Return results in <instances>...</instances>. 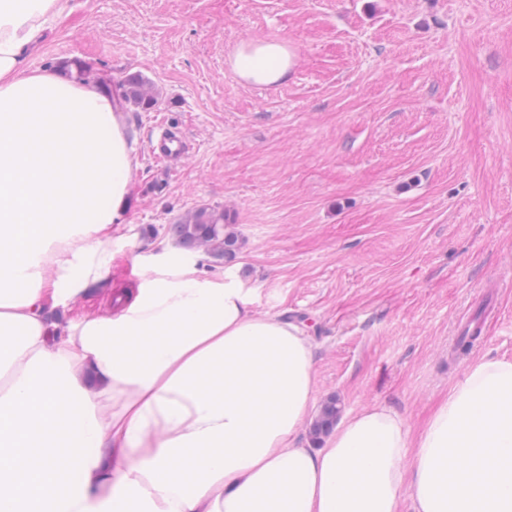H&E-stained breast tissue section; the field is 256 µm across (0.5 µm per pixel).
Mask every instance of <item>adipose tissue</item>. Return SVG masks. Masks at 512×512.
Here are the masks:
<instances>
[{
	"instance_id": "ef3b65f1",
	"label": "adipose tissue",
	"mask_w": 512,
	"mask_h": 512,
	"mask_svg": "<svg viewBox=\"0 0 512 512\" xmlns=\"http://www.w3.org/2000/svg\"><path fill=\"white\" fill-rule=\"evenodd\" d=\"M67 0H0V512H512V360L470 365L418 431L376 405L302 436L306 330L166 246L122 305H73L138 267L127 115L24 64ZM296 54L250 39L247 85Z\"/></svg>"
}]
</instances>
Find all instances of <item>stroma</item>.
Returning a JSON list of instances; mask_svg holds the SVG:
<instances>
[{"mask_svg":"<svg viewBox=\"0 0 512 512\" xmlns=\"http://www.w3.org/2000/svg\"><path fill=\"white\" fill-rule=\"evenodd\" d=\"M255 38L295 49L285 83L233 73ZM68 59L160 92L128 115L136 253L224 207L235 261L194 258L306 329L317 402L416 429L472 361L512 359V0H69L25 64ZM160 123L188 140L170 161Z\"/></svg>","mask_w":512,"mask_h":512,"instance_id":"stroma-1","label":"stroma"}]
</instances>
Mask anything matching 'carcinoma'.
Wrapping results in <instances>:
<instances>
[{"label": "carcinoma", "instance_id": "1", "mask_svg": "<svg viewBox=\"0 0 512 512\" xmlns=\"http://www.w3.org/2000/svg\"><path fill=\"white\" fill-rule=\"evenodd\" d=\"M101 89L107 96L117 92V107L123 112H151L159 105L155 86L141 72H129L117 83L104 81ZM168 234L176 243L189 250H203L217 260L230 261L240 249V242L233 225L224 210L217 207H201L187 213L176 223L168 225ZM341 412L336 398L328 399L318 418L310 427L313 439L326 433Z\"/></svg>", "mask_w": 512, "mask_h": 512}]
</instances>
